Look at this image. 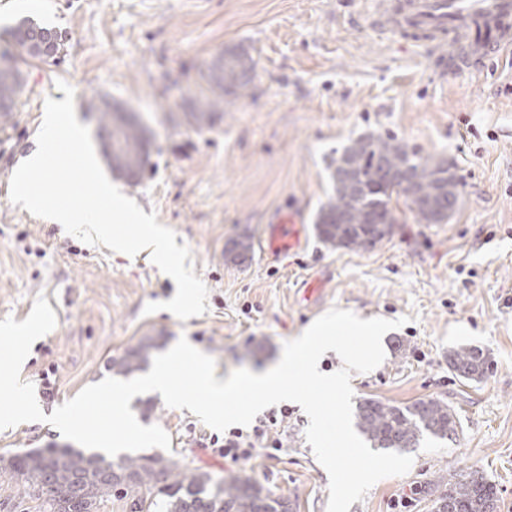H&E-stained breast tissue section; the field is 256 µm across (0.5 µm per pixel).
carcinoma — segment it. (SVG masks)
Here are the masks:
<instances>
[{"instance_id": "obj_1", "label": "carcinoma", "mask_w": 512, "mask_h": 512, "mask_svg": "<svg viewBox=\"0 0 512 512\" xmlns=\"http://www.w3.org/2000/svg\"><path fill=\"white\" fill-rule=\"evenodd\" d=\"M50 29L25 17L8 32L21 48L35 34ZM253 60L246 53H231L215 67V84L228 92L244 88L250 81ZM22 75L16 66H0V121L12 117ZM99 113L100 131L120 143L112 156V170L133 180L145 169L149 151L140 130L120 110L90 103ZM445 163L419 155L391 137L363 136L347 145L336 159L332 173L334 194L317 213L315 229L320 241L332 248L361 249L375 226L395 222L393 197L416 203L448 185L437 198V207H413L421 224H440V210L450 199H458L457 178H448ZM249 238L234 241L225 253L230 261L249 257ZM147 347L127 351L112 359L111 370L128 376L141 369ZM448 363L455 374L479 382L486 376L489 356L479 347H460L449 353ZM356 426L376 448L406 451L419 447L426 437L451 440L457 436L454 410L447 403L430 398L400 407L377 398L361 400L355 412ZM126 475V480H109L107 470ZM0 473L23 482L27 494L41 500L47 512H93L97 503L118 491L132 499L138 512H288L284 499L263 485L233 477L215 483L204 471L182 470L177 463L160 457L123 456L116 460L74 448H45L9 457H0ZM445 486L435 501L437 512H497L494 484L473 470L439 477Z\"/></svg>"}]
</instances>
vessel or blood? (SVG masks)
Instances as JSON below:
<instances>
[{
    "mask_svg": "<svg viewBox=\"0 0 512 512\" xmlns=\"http://www.w3.org/2000/svg\"><path fill=\"white\" fill-rule=\"evenodd\" d=\"M372 26L427 47L449 74H470L485 59L512 50V0H376ZM453 41L458 52L442 53V45ZM300 243L296 216L282 212L260 246L263 256L276 262Z\"/></svg>",
    "mask_w": 512,
    "mask_h": 512,
    "instance_id": "obj_1",
    "label": "vessel or blood"
}]
</instances>
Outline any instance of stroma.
<instances>
[{
    "instance_id": "35a3bbf8",
    "label": "stroma",
    "mask_w": 512,
    "mask_h": 512,
    "mask_svg": "<svg viewBox=\"0 0 512 512\" xmlns=\"http://www.w3.org/2000/svg\"><path fill=\"white\" fill-rule=\"evenodd\" d=\"M371 0H0L5 27L24 16L61 31L63 62L17 57L24 77L18 109L0 128V320L23 321L38 296L57 316L21 368L44 414L85 386L110 377L109 364L139 344L149 357L179 339L216 361L227 379L240 368L275 364L287 341L332 308L364 317L405 318L386 336L388 356L353 373L355 399L396 406L428 398L450 405L456 441L424 440L411 469L378 481L349 512H435V484L448 472H483L512 512V52L486 60L475 76H442L430 53L374 30ZM255 67L243 89L218 94L211 75L230 52ZM75 90L78 121L98 130L86 102L98 98L143 124L149 164L141 177L109 180L187 245L208 289L204 314L182 321L147 304L173 298L176 284L151 261L85 244L10 200V179L37 148L44 100ZM365 134L392 136L420 155L451 162L458 206L442 224L419 223L394 201L393 234L367 250L333 249L315 231L333 193L337 153ZM283 211L302 232L299 249L268 262L253 251L226 259L236 238L259 240ZM320 282L312 302L304 290ZM487 350L481 382L461 379L449 353ZM145 426L171 437L167 460L213 478L241 477L288 499L292 512H327L329 480L292 405L273 432L278 451L258 447L233 465L205 447L213 429L160 393L135 396ZM54 426L0 430V456L61 448Z\"/></svg>"
}]
</instances>
